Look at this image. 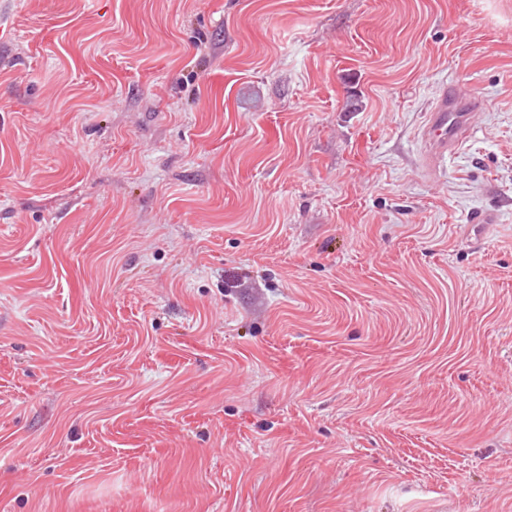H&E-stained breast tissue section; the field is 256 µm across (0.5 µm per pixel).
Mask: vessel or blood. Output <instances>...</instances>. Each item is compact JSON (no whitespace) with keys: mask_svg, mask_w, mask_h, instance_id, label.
<instances>
[{"mask_svg":"<svg viewBox=\"0 0 512 512\" xmlns=\"http://www.w3.org/2000/svg\"><path fill=\"white\" fill-rule=\"evenodd\" d=\"M477 101L461 97L451 86H443L421 130L422 152L427 166H435L455 154L473 131Z\"/></svg>","mask_w":512,"mask_h":512,"instance_id":"1","label":"vessel or blood"}]
</instances>
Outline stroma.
<instances>
[{"mask_svg": "<svg viewBox=\"0 0 512 512\" xmlns=\"http://www.w3.org/2000/svg\"><path fill=\"white\" fill-rule=\"evenodd\" d=\"M0 512H512V0H0ZM479 103L461 97L452 86L444 85L428 112L421 130L425 164L436 166L455 154L473 131V118Z\"/></svg>", "mask_w": 512, "mask_h": 512, "instance_id": "1", "label": "stroma"}]
</instances>
